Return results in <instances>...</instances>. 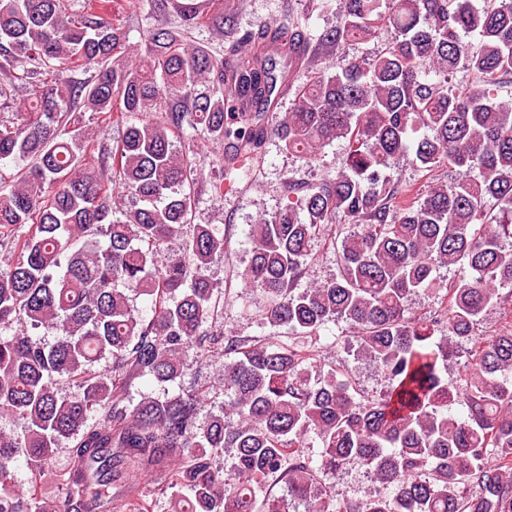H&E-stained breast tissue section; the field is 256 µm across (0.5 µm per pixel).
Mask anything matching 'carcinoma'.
<instances>
[{"instance_id":"obj_1","label":"carcinoma","mask_w":512,"mask_h":512,"mask_svg":"<svg viewBox=\"0 0 512 512\" xmlns=\"http://www.w3.org/2000/svg\"><path fill=\"white\" fill-rule=\"evenodd\" d=\"M114 2L70 12L67 0H0V162H27L0 184V416L19 427L0 431V512H152L132 487L115 491L135 473L160 477L175 512H290L292 500L305 512H512V325L478 334L512 297V99L497 91L512 74V0H342L319 34L288 15L219 53L190 32H222L232 12L157 0L179 23L151 29L134 60L109 19ZM384 27L395 40L371 60L318 64L320 49ZM459 68L476 80L448 87ZM18 85L28 102L13 109ZM110 126L122 128L113 145L100 138ZM200 128L224 146L229 173L270 137L313 159L348 143L341 171L287 179L279 209L251 225L241 276L266 300L262 336L212 329L224 306L208 275L224 258L218 229L197 224L167 248L191 223L197 171L172 136ZM421 128L431 134L411 140ZM399 159L425 184L403 185ZM444 167L459 171L449 184ZM116 183L136 207L116 199ZM338 217L351 225L342 237ZM320 235L337 273L304 286ZM458 263L456 279L437 283ZM426 289L437 307L411 311ZM141 296L148 320L135 314ZM336 321L381 374L378 395L321 360L320 331ZM459 347L468 357L450 383ZM191 353L224 356L218 384L183 388ZM144 377L177 392L135 402ZM63 382L75 391L61 395ZM204 403L213 411L201 421ZM64 442L70 462L47 499L42 465ZM350 463L388 493L340 498Z\"/></svg>"}]
</instances>
